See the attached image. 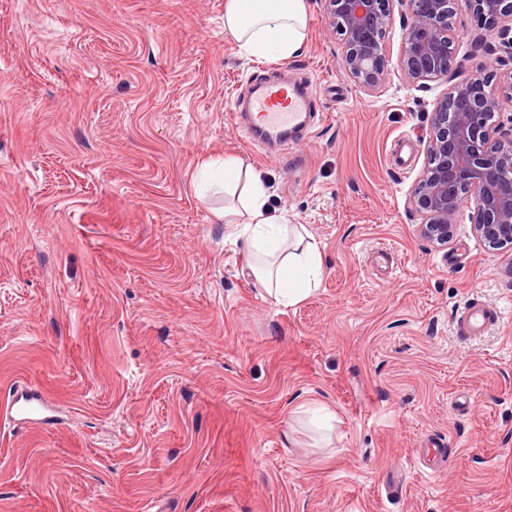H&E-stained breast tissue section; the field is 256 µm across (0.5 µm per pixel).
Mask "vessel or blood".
I'll return each instance as SVG.
<instances>
[{
  "mask_svg": "<svg viewBox=\"0 0 512 512\" xmlns=\"http://www.w3.org/2000/svg\"><path fill=\"white\" fill-rule=\"evenodd\" d=\"M247 107L258 121L247 124L246 131L254 143L284 147L307 127L314 110V99L307 87L288 80L275 67L267 66L250 84ZM499 309L473 301L466 303L456 317V330L463 336H479L500 321ZM43 406L41 396H12L5 404L6 415L26 423L36 422Z\"/></svg>",
  "mask_w": 512,
  "mask_h": 512,
  "instance_id": "b4317fda",
  "label": "vessel or blood"
}]
</instances>
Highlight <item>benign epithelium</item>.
Segmentation results:
<instances>
[{"instance_id": "1", "label": "benign epithelium", "mask_w": 512, "mask_h": 512, "mask_svg": "<svg viewBox=\"0 0 512 512\" xmlns=\"http://www.w3.org/2000/svg\"><path fill=\"white\" fill-rule=\"evenodd\" d=\"M466 5L481 23L512 32V0H324L325 25L339 41V64L351 82L373 93L388 82L384 37L403 11L397 71L417 87L447 88L430 113L427 162L412 198L419 230L443 245L462 210L473 207L472 232L492 250L512 251V128L499 115L512 103V70L485 64L455 82L456 15Z\"/></svg>"}]
</instances>
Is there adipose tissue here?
I'll list each match as a JSON object with an SVG mask.
<instances>
[{
    "label": "adipose tissue",
    "mask_w": 512,
    "mask_h": 512,
    "mask_svg": "<svg viewBox=\"0 0 512 512\" xmlns=\"http://www.w3.org/2000/svg\"><path fill=\"white\" fill-rule=\"evenodd\" d=\"M307 27L304 0H225L224 31L240 54L285 61L303 46ZM224 190L238 204L216 211L218 222L241 229L250 243L248 268L276 302L292 306L317 287L322 256L299 224L270 215L269 188L238 158L224 161Z\"/></svg>",
    "instance_id": "1"
}]
</instances>
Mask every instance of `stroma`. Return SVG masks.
<instances>
[{
    "label": "stroma",
    "mask_w": 512,
    "mask_h": 512,
    "mask_svg": "<svg viewBox=\"0 0 512 512\" xmlns=\"http://www.w3.org/2000/svg\"><path fill=\"white\" fill-rule=\"evenodd\" d=\"M283 63L317 115L271 155L232 121L260 66L224 0H0V404L42 391L63 423L0 419V512H512V254L463 211L436 246L409 199L443 88L342 71L323 0ZM454 80L499 60L461 8ZM234 156L304 225L322 280L284 307L199 193ZM475 298L503 322L457 335ZM326 403L333 443L293 411ZM448 461L432 477L426 441Z\"/></svg>",
    "instance_id": "35a3bbf8"
}]
</instances>
